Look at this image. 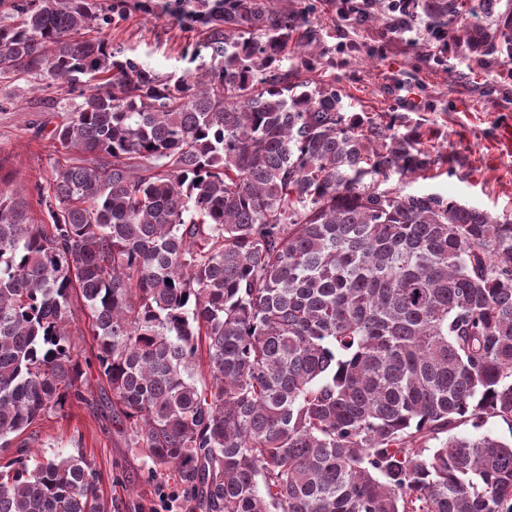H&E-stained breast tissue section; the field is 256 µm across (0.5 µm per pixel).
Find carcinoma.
Listing matches in <instances>:
<instances>
[{
    "mask_svg": "<svg viewBox=\"0 0 512 512\" xmlns=\"http://www.w3.org/2000/svg\"><path fill=\"white\" fill-rule=\"evenodd\" d=\"M223 2L176 79L83 37L95 0L0 20V82H92L41 221L0 189V452L85 403L94 364L190 512H512V441L451 434L512 427V219L388 185L450 156L291 81L304 14ZM460 40L512 59V13ZM29 461L0 464V512L107 509L82 454ZM453 433L462 435L490 434L504 441L510 440V429L508 425L499 419H489L479 430H475L470 425H466L454 430Z\"/></svg>",
    "mask_w": 512,
    "mask_h": 512,
    "instance_id": "cac0c4a2",
    "label": "carcinoma"
}]
</instances>
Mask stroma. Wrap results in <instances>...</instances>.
Here are the masks:
<instances>
[{
	"mask_svg": "<svg viewBox=\"0 0 512 512\" xmlns=\"http://www.w3.org/2000/svg\"><path fill=\"white\" fill-rule=\"evenodd\" d=\"M108 23L102 35L122 55L162 75L191 69L190 54L204 28L187 19L198 10L186 0L175 12L172 0H96ZM273 10L312 4L310 58L289 54L299 79L335 83L349 112H389L394 128L416 127L427 147L455 157L447 174L401 183L407 193H439L496 216L512 218V64L497 52L470 56L445 50L425 12L414 29L381 24L386 0H358L363 16L342 19L341 0H265ZM80 86L49 89L26 78L0 83V169L9 188L38 211V185L74 156L52 138V129L76 103ZM92 400L78 409L44 417L13 441L31 453L77 452L101 476L109 512H154L157 489L142 457L127 448L112 419V397L96 368H88Z\"/></svg>",
	"mask_w": 512,
	"mask_h": 512,
	"instance_id": "stroma-1",
	"label": "stroma"
}]
</instances>
